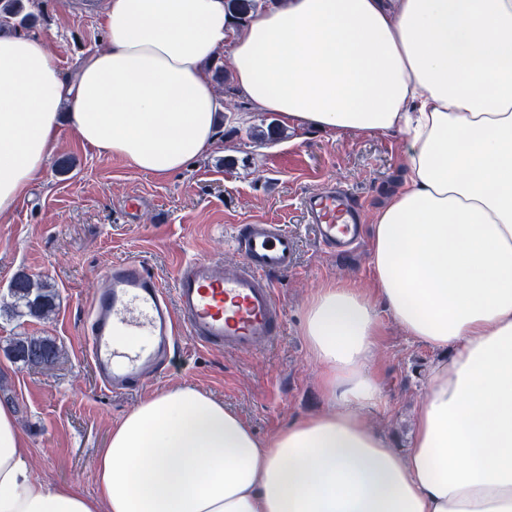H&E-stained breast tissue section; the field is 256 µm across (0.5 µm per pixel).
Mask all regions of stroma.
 Wrapping results in <instances>:
<instances>
[{
    "instance_id": "obj_1",
    "label": "stroma",
    "mask_w": 512,
    "mask_h": 512,
    "mask_svg": "<svg viewBox=\"0 0 512 512\" xmlns=\"http://www.w3.org/2000/svg\"><path fill=\"white\" fill-rule=\"evenodd\" d=\"M103 3L39 0L36 34L61 68L106 49L99 25ZM231 100L219 132L222 148L163 179L98 155L62 126L42 180L16 205L9 223H0V303L9 302V283L22 271L54 288L60 300L45 319L0 316V404L13 409L37 471L51 481L76 480L94 491L97 454L113 426L161 389L195 387L224 402L261 438L325 407L316 385L319 366L300 334L303 309L326 281L371 286V245L337 261L307 224L303 198L326 184L344 186L358 201L363 224H371L407 177L404 137L288 129L279 141L261 145L250 128L278 122V115L255 111L236 94ZM133 198L139 208L127 209ZM249 223L279 224L297 238L296 268L276 280L285 314L279 339L255 353H229L184 336L167 366L129 390H107L83 342L89 304L107 269L139 260L169 290L184 259L237 263L233 227ZM378 315L371 370L381 395L366 412L400 451L412 439L414 410L438 354L406 336L386 310ZM20 333L54 339L56 364L32 368L9 359L3 349Z\"/></svg>"
}]
</instances>
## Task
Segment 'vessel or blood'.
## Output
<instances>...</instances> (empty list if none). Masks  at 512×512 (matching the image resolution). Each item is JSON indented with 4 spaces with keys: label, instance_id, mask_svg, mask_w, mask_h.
Segmentation results:
<instances>
[{
    "label": "vessel or blood",
    "instance_id": "b4317fda",
    "mask_svg": "<svg viewBox=\"0 0 512 512\" xmlns=\"http://www.w3.org/2000/svg\"><path fill=\"white\" fill-rule=\"evenodd\" d=\"M304 210L319 240L338 259L356 253L361 226L347 192L311 191ZM232 243L240 256L233 267L197 257L181 261L170 297L140 261L112 264L106 288L90 303L85 335L91 361L108 389H126L155 370L183 334L200 346L227 352L255 351L281 336L285 316L272 277L295 269V236L279 224H238Z\"/></svg>",
    "mask_w": 512,
    "mask_h": 512
}]
</instances>
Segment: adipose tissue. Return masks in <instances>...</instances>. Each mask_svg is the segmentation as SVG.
I'll list each match as a JSON object with an SVG mask.
<instances>
[{"label": "adipose tissue", "mask_w": 512, "mask_h": 512, "mask_svg": "<svg viewBox=\"0 0 512 512\" xmlns=\"http://www.w3.org/2000/svg\"><path fill=\"white\" fill-rule=\"evenodd\" d=\"M109 47L63 72L0 37V219L40 180L62 124L157 177L219 146L210 65L286 126L405 138L408 178L376 211L372 290L329 282L301 334L326 410L257 437L192 387L144 399L97 456L98 492L38 476L0 405V512H512V0H106ZM443 352L410 448L380 396L378 311ZM269 0H226L227 12L234 18L246 20L265 7Z\"/></svg>", "instance_id": "adipose-tissue-1"}]
</instances>
